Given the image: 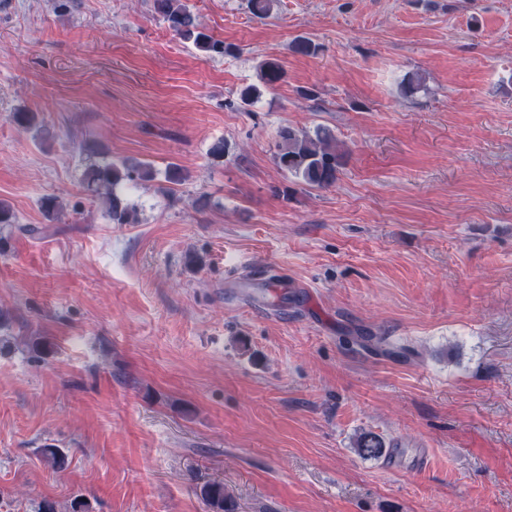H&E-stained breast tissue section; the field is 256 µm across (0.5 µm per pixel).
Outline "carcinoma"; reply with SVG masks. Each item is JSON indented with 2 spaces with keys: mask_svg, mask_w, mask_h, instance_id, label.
Instances as JSON below:
<instances>
[{
  "mask_svg": "<svg viewBox=\"0 0 512 512\" xmlns=\"http://www.w3.org/2000/svg\"><path fill=\"white\" fill-rule=\"evenodd\" d=\"M248 8L257 17L266 18L279 9L280 0H247ZM154 11L161 15L182 39L191 42L203 53L228 54L230 47L211 39L199 30L196 16L182 3V0H153ZM284 78L281 65L274 59L264 61L260 68L263 86L272 87ZM279 144L275 155L277 166L293 175L311 188H327L336 183L337 173L342 166L345 151L337 148L336 138L322 127L314 132L298 131L283 127L278 132ZM157 176L156 169L148 162L129 165L125 162L103 161L91 163L85 171V181L97 194L114 224H129L134 220L135 209L127 200L115 192L123 181H150ZM359 455L377 459L385 455L387 448L379 436L367 433L357 443ZM42 456L55 470L67 466V455L60 449L47 445ZM202 494L211 512H230L224 499V488L220 485L207 486Z\"/></svg>",
  "mask_w": 512,
  "mask_h": 512,
  "instance_id": "carcinoma-1",
  "label": "carcinoma"
}]
</instances>
